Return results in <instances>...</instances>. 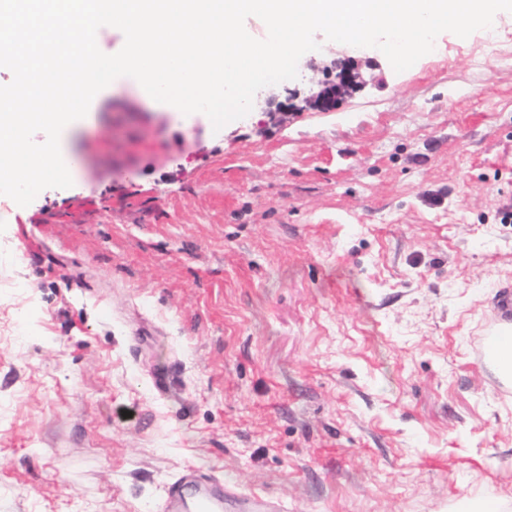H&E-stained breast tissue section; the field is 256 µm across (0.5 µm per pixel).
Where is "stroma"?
I'll return each instance as SVG.
<instances>
[{
	"label": "stroma",
	"mask_w": 512,
	"mask_h": 512,
	"mask_svg": "<svg viewBox=\"0 0 512 512\" xmlns=\"http://www.w3.org/2000/svg\"><path fill=\"white\" fill-rule=\"evenodd\" d=\"M498 26L503 59L445 32L400 73L322 41L261 97L334 60L361 90L219 130L100 91L72 186L0 196V512H162L190 470L287 512H512V390L480 363L512 294Z\"/></svg>",
	"instance_id": "obj_1"
}]
</instances>
